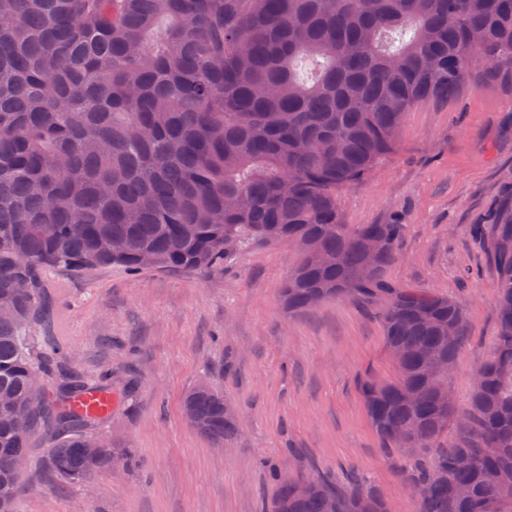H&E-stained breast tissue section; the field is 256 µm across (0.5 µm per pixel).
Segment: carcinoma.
<instances>
[{
  "label": "carcinoma",
  "instance_id": "cac0c4a2",
  "mask_svg": "<svg viewBox=\"0 0 512 512\" xmlns=\"http://www.w3.org/2000/svg\"><path fill=\"white\" fill-rule=\"evenodd\" d=\"M506 83L512 0H0V512H16L29 431H57L49 464L74 483L135 465L112 445L85 462L100 419L65 401L87 385L55 386L31 356L41 273L140 270L145 253L206 272L228 239L297 250L288 314L340 298L378 316L401 359L361 396L384 447L417 461L399 470L416 512H512V192L472 225L498 270L497 334L463 413H443L435 387L451 382L466 307L388 280L405 225L347 224L337 204L396 151L406 112ZM371 238L384 249L368 274ZM182 411L218 448L239 430L208 383ZM309 481L300 498L277 477L270 512H327L329 498L390 512L377 489Z\"/></svg>",
  "mask_w": 512,
  "mask_h": 512
}]
</instances>
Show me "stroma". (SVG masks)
Masks as SVG:
<instances>
[{
	"mask_svg": "<svg viewBox=\"0 0 512 512\" xmlns=\"http://www.w3.org/2000/svg\"><path fill=\"white\" fill-rule=\"evenodd\" d=\"M506 188L512 87L503 84L405 113L398 150L338 196L346 223L405 224L390 281L465 304L468 338L452 378L461 409L496 335L498 274L470 226ZM295 259L287 245H257L208 273L46 271L50 326L35 351H64L91 385L107 370L113 390L135 382L96 432L134 449L138 467L69 483L36 438L17 512H265L276 476L322 473L379 488L392 512H415L396 476L401 461L382 448L360 394L364 378L394 375L382 326L346 299L288 315L281 289ZM203 381L239 415L221 449L183 417L184 395Z\"/></svg>",
	"mask_w": 512,
	"mask_h": 512,
	"instance_id": "35a3bbf8",
	"label": "stroma"
}]
</instances>
